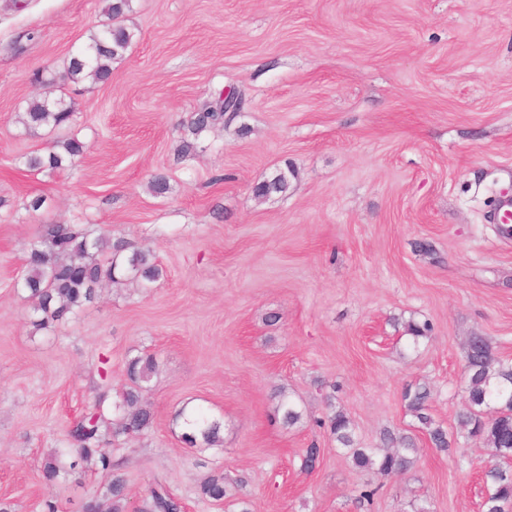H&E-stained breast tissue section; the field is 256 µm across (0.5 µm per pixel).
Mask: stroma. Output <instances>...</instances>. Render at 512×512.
Here are the masks:
<instances>
[{"mask_svg": "<svg viewBox=\"0 0 512 512\" xmlns=\"http://www.w3.org/2000/svg\"><path fill=\"white\" fill-rule=\"evenodd\" d=\"M107 4L0 0V498L81 512L104 473L48 486L43 460L65 446L99 362L113 401L127 355L148 351L154 423L114 453L131 510L158 478L186 512H239L199 494L221 471L250 512H358L366 484L371 512H481L487 450L458 414L469 337L512 359V239L488 220L512 195V0H131L122 22L137 37L110 81L65 80ZM47 79L72 120L33 135L18 116ZM230 87L241 114L192 139V112ZM72 136L85 145L76 164L26 169L24 155ZM288 165L287 193L255 196ZM157 174L161 197L148 188ZM37 195L43 208L27 210ZM46 224L151 249L163 274L35 329L15 280ZM412 322L430 336L413 339ZM411 384L430 389L454 453L429 447L403 397ZM282 393L302 413L290 428L274 420ZM189 403L222 420L223 447L182 440ZM333 408L356 447L413 437V468H355L312 423ZM312 443L323 454L307 472Z\"/></svg>", "mask_w": 512, "mask_h": 512, "instance_id": "stroma-1", "label": "stroma"}]
</instances>
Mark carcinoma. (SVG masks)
I'll list each match as a JSON object with an SVG mask.
<instances>
[{
	"mask_svg": "<svg viewBox=\"0 0 512 512\" xmlns=\"http://www.w3.org/2000/svg\"><path fill=\"white\" fill-rule=\"evenodd\" d=\"M129 9V0H111L107 22L90 36L86 49L70 57L67 78L75 81L91 79L106 82L112 75V64L123 58L133 44L136 34L119 22ZM239 110H229L228 98L219 94L204 108L193 114L188 129L200 136L219 125L228 126ZM72 112L62 100L52 106L48 98L32 102L19 115V123L35 133L43 128H60L70 122ZM84 152V144L72 136L45 152H32L25 156L24 164L31 171L61 170L73 164ZM293 171L278 170L259 183L256 196L267 198L285 193L290 186ZM162 276L153 252L135 248L123 240H112L100 234L80 230L72 224H45L40 235L26 247L24 269L18 275L16 286L29 294L33 301V326L45 329L54 323L68 320L93 302L99 288L106 285L135 284L147 288ZM466 399L460 414V426L468 436L483 440L490 462L482 468L481 480L485 493L481 512H512V361L495 357L488 339L473 335L465 350ZM156 356L140 352L127 358L125 372L128 384L112 402V415L103 409L108 383L107 370L98 369L99 383L95 395L72 423L68 447L54 450L43 461L42 478L52 484L66 478L82 464L94 463L106 474V480L96 496L84 506V512H125L128 500V477L121 462L114 460L109 444L121 445L129 438L143 436L152 427V408L143 400L157 373ZM430 390L425 386H411L404 400L422 425L431 447L440 451L451 449L448 431L435 422L428 413ZM277 412L282 424L288 428L297 424L302 413L297 406L279 393ZM188 431L182 433L184 441L201 448H219L224 440L220 436L222 422L202 410L192 411V419L185 418ZM318 427L347 448L355 467L377 470L389 475H403L415 464L419 448L414 439L405 435L387 433L384 447L355 448L350 420L342 412L333 411L315 420ZM201 497L222 501L228 497L224 473L207 476L200 484ZM143 512H178L179 501L160 481L149 489L141 504Z\"/></svg>",
	"mask_w": 512,
	"mask_h": 512,
	"instance_id": "carcinoma-1",
	"label": "carcinoma"
}]
</instances>
